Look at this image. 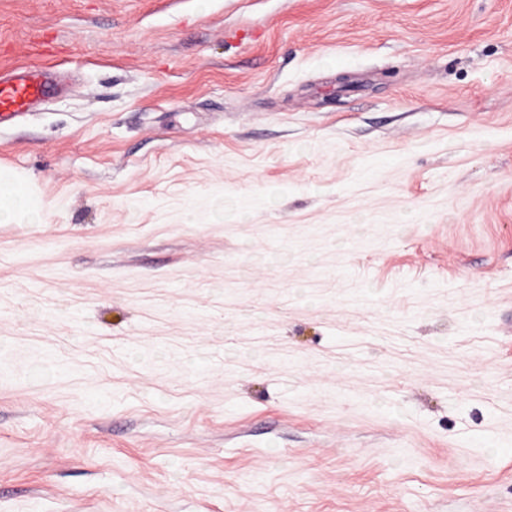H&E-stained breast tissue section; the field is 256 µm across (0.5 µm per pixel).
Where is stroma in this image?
<instances>
[{
    "mask_svg": "<svg viewBox=\"0 0 512 512\" xmlns=\"http://www.w3.org/2000/svg\"><path fill=\"white\" fill-rule=\"evenodd\" d=\"M0 512H512V0H0ZM56 83L49 68L19 66L0 72V122L21 116L32 104L55 94ZM29 199L22 184L16 183L12 187L0 188V219L6 214L26 213L29 211Z\"/></svg>",
    "mask_w": 512,
    "mask_h": 512,
    "instance_id": "35a3bbf8",
    "label": "stroma"
}]
</instances>
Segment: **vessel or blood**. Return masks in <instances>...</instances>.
Here are the masks:
<instances>
[{"instance_id": "b4317fda", "label": "vessel or blood", "mask_w": 512, "mask_h": 512, "mask_svg": "<svg viewBox=\"0 0 512 512\" xmlns=\"http://www.w3.org/2000/svg\"><path fill=\"white\" fill-rule=\"evenodd\" d=\"M56 83L49 69L19 66L8 74L0 73V122L21 116L32 104L49 99Z\"/></svg>"}]
</instances>
